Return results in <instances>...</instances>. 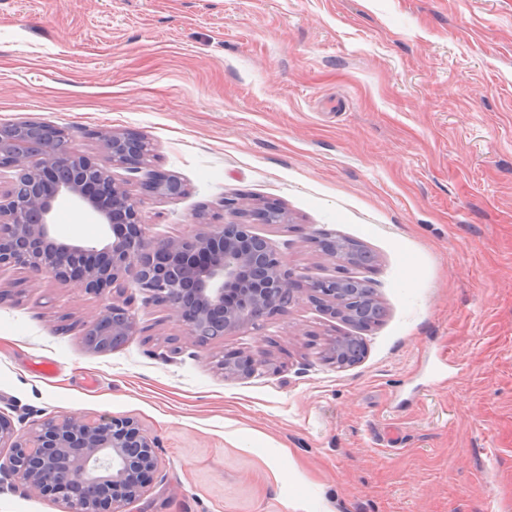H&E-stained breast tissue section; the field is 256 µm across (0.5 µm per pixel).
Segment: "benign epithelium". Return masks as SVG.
<instances>
[{"instance_id":"7a95c632","label":"benign epithelium","mask_w":512,"mask_h":512,"mask_svg":"<svg viewBox=\"0 0 512 512\" xmlns=\"http://www.w3.org/2000/svg\"><path fill=\"white\" fill-rule=\"evenodd\" d=\"M98 139L102 164L76 152L68 134L47 122L0 126V169L14 170L7 191L0 193V271L23 268L35 285L47 276L88 294L118 292L120 281L131 274L150 300L168 308L185 335L206 344L256 327L298 301L295 273L252 231L256 216L266 224L282 219L228 202L224 207L231 215L223 223L207 224L193 236L154 241L142 220L143 199L131 195L110 169L143 168L149 157L146 139L112 132ZM147 181L158 197L186 193L179 179L163 173L150 172ZM61 199L86 209L112 230V237L104 244L79 237L58 240L52 214ZM313 242L337 266L361 267L351 248L317 237ZM353 281L351 275L312 280L308 299L348 318L361 304L349 288ZM138 331L130 302H114L93 320L84 344L94 353L111 352ZM330 351L346 367L364 357L365 345L343 335ZM257 364L256 358L221 362L224 374L235 377ZM0 447L9 449L7 461L0 462V488L49 497L66 512H123L159 468L154 439L130 417L52 416L19 434L0 412Z\"/></svg>"}]
</instances>
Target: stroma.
<instances>
[{"label":"stroma","mask_w":512,"mask_h":512,"mask_svg":"<svg viewBox=\"0 0 512 512\" xmlns=\"http://www.w3.org/2000/svg\"><path fill=\"white\" fill-rule=\"evenodd\" d=\"M45 121L100 160L135 132L186 193L144 197L152 239L273 203L289 268L363 244L385 309L365 329L302 299L206 346L125 277L141 333L82 336L111 294L0 271V411L136 419L159 471L125 512H512V0H0V126ZM59 239L110 230L70 200ZM361 337L339 370L329 339ZM255 356L228 377L225 357Z\"/></svg>","instance_id":"35a3bbf8"}]
</instances>
